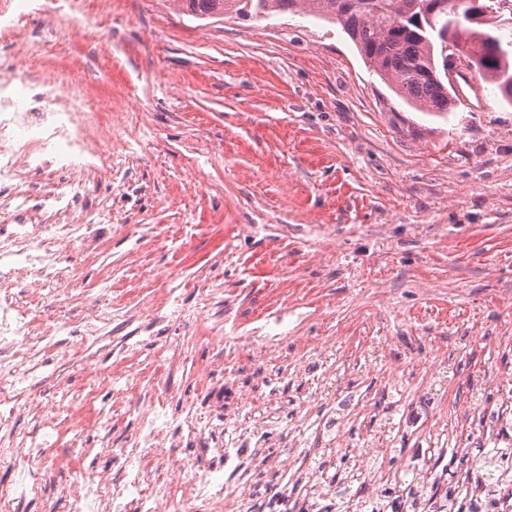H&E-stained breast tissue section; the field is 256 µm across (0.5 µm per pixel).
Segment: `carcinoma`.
Here are the masks:
<instances>
[{
	"label": "carcinoma",
	"mask_w": 512,
	"mask_h": 512,
	"mask_svg": "<svg viewBox=\"0 0 512 512\" xmlns=\"http://www.w3.org/2000/svg\"><path fill=\"white\" fill-rule=\"evenodd\" d=\"M195 16L234 13L262 18L273 10H290L298 4L312 15L338 24L355 44L364 61L389 81L407 102L432 112H450L455 100L443 76L451 65L442 55L439 32L478 58L481 79L496 85L502 98L512 102V45L498 41L496 24L469 26V0H446L438 10L428 0H181ZM479 468L489 481L499 468L495 456H479L471 468Z\"/></svg>",
	"instance_id": "carcinoma-1"
}]
</instances>
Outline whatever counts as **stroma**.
I'll list each match as a JSON object with an SVG mask.
<instances>
[{
  "mask_svg": "<svg viewBox=\"0 0 512 512\" xmlns=\"http://www.w3.org/2000/svg\"><path fill=\"white\" fill-rule=\"evenodd\" d=\"M84 3L96 22L84 34L52 13L29 20L24 44L0 33V57L20 72L76 70L89 108L112 115V175L89 190L111 201L114 230L69 308L89 297L131 314L170 284L178 311L129 362L100 353L102 373L128 366L140 380L78 446L48 448L44 496L12 512H68L82 468L120 469L174 341L187 351L165 378L170 409L216 420L232 415L235 393L273 400L274 452L298 432L330 340L336 399L356 415L344 447L405 408L456 427L477 383L495 398L492 376H512V352L495 343L512 336V104L495 86L480 108L431 112L369 68L339 25L306 12L249 21L200 19L180 0ZM166 224L196 230L164 238ZM206 270V293L180 287ZM205 320L223 326V342L203 339ZM275 324L277 346L253 357L251 337ZM382 336L393 344L377 360ZM219 356L234 390L198 375ZM444 365L454 380L426 386Z\"/></svg>",
  "mask_w": 512,
  "mask_h": 512,
  "instance_id": "obj_1",
  "label": "stroma"
}]
</instances>
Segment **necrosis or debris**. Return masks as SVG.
Instances as JSON below:
<instances>
[{"instance_id": "4bbe7bcc", "label": "necrosis or debris", "mask_w": 512, "mask_h": 512, "mask_svg": "<svg viewBox=\"0 0 512 512\" xmlns=\"http://www.w3.org/2000/svg\"><path fill=\"white\" fill-rule=\"evenodd\" d=\"M47 9L69 11L72 33L90 25L80 0H0V31L23 38L28 16ZM13 71V60H0V467L19 470L23 491L36 497L43 479L26 459L58 442L56 411L83 404L84 390L94 389L102 377L92 366L83 389L62 384L52 403L33 399L32 391L51 378L45 355L58 351L62 336L74 329L91 365L97 350L127 359L136 346L113 331L111 305H88L75 325L62 307L83 282L75 252L95 255L104 244L98 212L82 207L78 198L87 178L112 159V121L88 111L77 74L18 78ZM330 381L327 375L317 380L307 403L321 414L301 437L290 438L282 454L267 448V431L250 402L237 401L243 422L226 438L191 413L172 423L165 399L150 400L129 465L116 479L100 474L76 481L69 491L71 512H255L257 487L269 474L271 512H329L326 503L335 499L336 483L327 473L342 453L353 466L351 479L368 501H376L379 486L397 481L400 471L385 458L383 432L371 434L362 447L337 448L336 410L323 405ZM497 392L492 404L466 400L460 409L464 423L479 424L486 433L512 428V380L498 379ZM22 412L34 419V432L10 435L12 418ZM174 427L182 441L208 439L206 453L213 461L184 483L152 475L170 457ZM444 455L434 448L419 456L425 482L400 491L404 512H438L440 490L451 480L464 500L485 503V512H512L511 483L488 492L474 472L449 475Z\"/></svg>"}]
</instances>
